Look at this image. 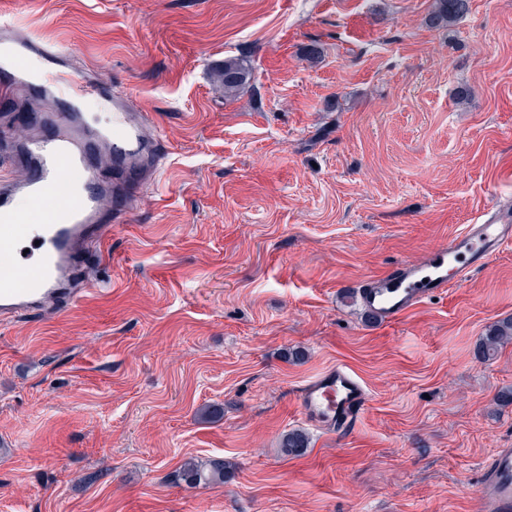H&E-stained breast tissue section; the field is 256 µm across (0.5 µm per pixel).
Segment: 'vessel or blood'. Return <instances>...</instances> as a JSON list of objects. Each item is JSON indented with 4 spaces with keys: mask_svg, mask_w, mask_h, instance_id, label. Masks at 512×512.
<instances>
[{
    "mask_svg": "<svg viewBox=\"0 0 512 512\" xmlns=\"http://www.w3.org/2000/svg\"><path fill=\"white\" fill-rule=\"evenodd\" d=\"M72 58L70 47L36 38L0 16V96L42 105L24 133L0 127V154L27 171L25 178L0 180V253L13 254L25 234L20 202L41 213L32 231L33 259L0 272L1 317L58 315L92 292L88 270L104 265L102 242L113 225L126 223L168 153L152 116L135 107L129 92L91 73L71 82ZM86 99L111 110V126L90 121L80 106ZM510 245L512 214H491L424 260L401 261L365 279L362 303L381 321L396 322ZM367 404L365 386L341 364L309 381L298 396L309 423L342 432L352 431ZM480 495L486 512H512V448L485 461Z\"/></svg>",
    "mask_w": 512,
    "mask_h": 512,
    "instance_id": "1",
    "label": "vessel or blood"
}]
</instances>
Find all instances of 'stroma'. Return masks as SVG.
Wrapping results in <instances>:
<instances>
[{
    "mask_svg": "<svg viewBox=\"0 0 512 512\" xmlns=\"http://www.w3.org/2000/svg\"><path fill=\"white\" fill-rule=\"evenodd\" d=\"M432 3L0 0L73 74L127 89L169 152L97 291L0 319V512H484L512 344L475 350L512 317V246L398 324L357 298L512 210V0L448 29ZM228 58L252 72L231 102ZM338 362L369 393L344 436L297 406ZM190 457L236 470L177 487ZM509 341H512V318L497 321L489 326L477 346L478 356L484 362L491 361Z\"/></svg>",
    "mask_w": 512,
    "mask_h": 512,
    "instance_id": "35a3bbf8",
    "label": "stroma"
}]
</instances>
